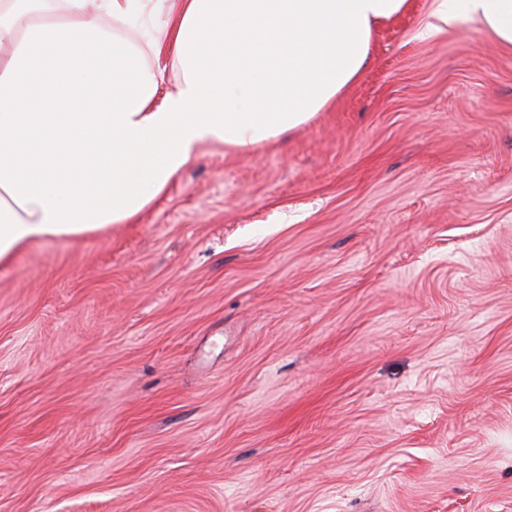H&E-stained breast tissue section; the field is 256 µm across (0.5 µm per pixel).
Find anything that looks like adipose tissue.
I'll list each match as a JSON object with an SVG mask.
<instances>
[{
	"label": "adipose tissue",
	"instance_id": "adipose-tissue-1",
	"mask_svg": "<svg viewBox=\"0 0 512 512\" xmlns=\"http://www.w3.org/2000/svg\"><path fill=\"white\" fill-rule=\"evenodd\" d=\"M0 0V266L31 244L131 224L208 143L251 156L361 75L373 28L408 0H168L166 94L116 37L147 0ZM512 52V0H435Z\"/></svg>",
	"mask_w": 512,
	"mask_h": 512
}]
</instances>
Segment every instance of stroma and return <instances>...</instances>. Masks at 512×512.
<instances>
[{
	"label": "stroma",
	"mask_w": 512,
	"mask_h": 512,
	"mask_svg": "<svg viewBox=\"0 0 512 512\" xmlns=\"http://www.w3.org/2000/svg\"><path fill=\"white\" fill-rule=\"evenodd\" d=\"M434 6L301 128L0 266V512H512V52Z\"/></svg>",
	"instance_id": "obj_1"
}]
</instances>
